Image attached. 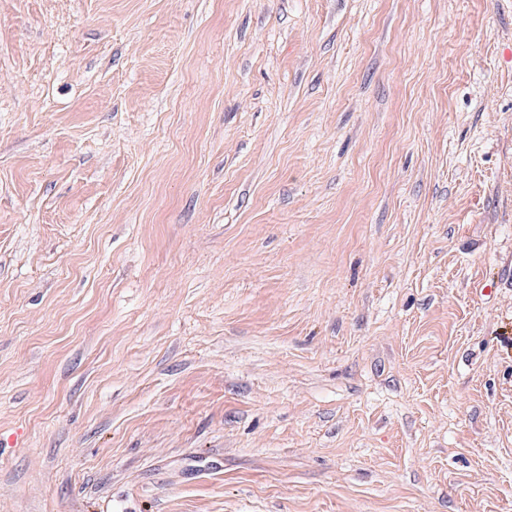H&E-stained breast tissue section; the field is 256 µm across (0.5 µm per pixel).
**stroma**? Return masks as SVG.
<instances>
[{
    "mask_svg": "<svg viewBox=\"0 0 512 512\" xmlns=\"http://www.w3.org/2000/svg\"><path fill=\"white\" fill-rule=\"evenodd\" d=\"M0 512H512V0H0Z\"/></svg>",
    "mask_w": 512,
    "mask_h": 512,
    "instance_id": "35a3bbf8",
    "label": "stroma"
}]
</instances>
